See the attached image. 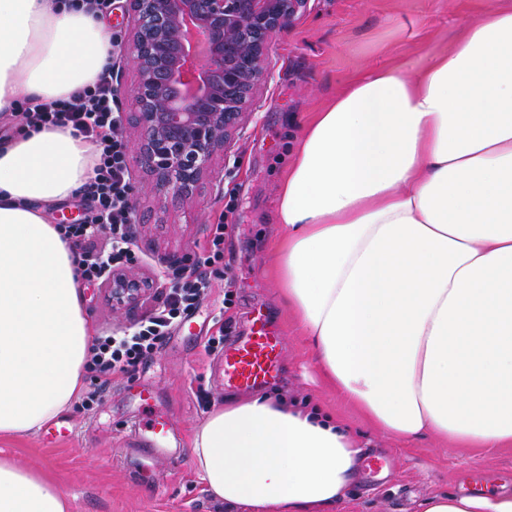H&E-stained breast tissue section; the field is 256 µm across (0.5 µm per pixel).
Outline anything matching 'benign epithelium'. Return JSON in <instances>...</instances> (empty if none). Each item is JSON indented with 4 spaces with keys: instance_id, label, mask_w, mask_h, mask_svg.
<instances>
[{
    "instance_id": "7a95c632",
    "label": "benign epithelium",
    "mask_w": 512,
    "mask_h": 512,
    "mask_svg": "<svg viewBox=\"0 0 512 512\" xmlns=\"http://www.w3.org/2000/svg\"><path fill=\"white\" fill-rule=\"evenodd\" d=\"M309 0H130L136 150L157 188L191 200L267 81L271 34ZM147 281L114 269L102 282L115 308L136 306Z\"/></svg>"
}]
</instances>
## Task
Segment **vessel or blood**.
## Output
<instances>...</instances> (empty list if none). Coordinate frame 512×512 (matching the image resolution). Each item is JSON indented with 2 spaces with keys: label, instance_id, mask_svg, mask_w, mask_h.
Instances as JSON below:
<instances>
[{
  "label": "vessel or blood",
  "instance_id": "1",
  "mask_svg": "<svg viewBox=\"0 0 512 512\" xmlns=\"http://www.w3.org/2000/svg\"><path fill=\"white\" fill-rule=\"evenodd\" d=\"M216 364L225 384L239 389L268 384L280 370L281 338L264 323H253L247 335L233 340L218 354ZM130 435L150 459L177 449V434L168 418L160 414L147 425L132 424Z\"/></svg>",
  "mask_w": 512,
  "mask_h": 512
}]
</instances>
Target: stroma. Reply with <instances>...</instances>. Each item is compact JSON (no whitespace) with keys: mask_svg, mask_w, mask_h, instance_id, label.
Masks as SVG:
<instances>
[{"mask_svg":"<svg viewBox=\"0 0 512 512\" xmlns=\"http://www.w3.org/2000/svg\"><path fill=\"white\" fill-rule=\"evenodd\" d=\"M503 0H310L293 23L272 34L268 79L237 131L218 179L206 182L194 202L162 198L143 173L135 150L127 152L131 204L139 226L138 259L131 273L158 279L176 260L206 243L212 224L225 222L224 279L214 281L200 308L133 374L113 383L91 408L81 398L54 420L63 434L44 431L0 437V454L45 471L60 484L70 512H229L212 499L192 463L191 436L227 392L206 348L209 336L232 337L264 314L282 337L281 376L263 385L275 397H294L329 411L354 432L364 455L383 458L380 471L358 463L336 512H419L436 493L512 494V447L484 454L451 448L427 435L407 444L372 428L362 412L321 376L311 348L281 294L278 253L285 233L277 222L281 183L304 127L369 67L420 66L447 52L457 33ZM83 306L93 336L118 334L145 318L149 301L113 309L101 285H83ZM224 326L216 328L215 312ZM152 392L141 408V387ZM167 416L182 435L178 451L142 468L130 451L127 425Z\"/></svg>","mask_w":512,"mask_h":512,"instance_id":"stroma-1","label":"stroma"}]
</instances>
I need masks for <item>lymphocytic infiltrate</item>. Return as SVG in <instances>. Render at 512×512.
Listing matches in <instances>:
<instances>
[{"label":"lymphocytic infiltrate","instance_id":"obj_1","mask_svg":"<svg viewBox=\"0 0 512 512\" xmlns=\"http://www.w3.org/2000/svg\"><path fill=\"white\" fill-rule=\"evenodd\" d=\"M22 126L40 128L68 125L99 149L94 178L84 186L90 208L79 224H62L63 239L79 249L81 281L103 279L106 269L135 258L134 241L127 232L133 221L127 172V141L121 113L116 106L112 71L104 69L95 82L70 99L49 104H22ZM224 224L213 225L205 245L189 254L183 267L160 282L155 305L137 330L123 336L102 337L93 349L89 367L100 387L114 377L131 374L140 360L151 353L196 311L207 296L213 278L224 273ZM106 248H99V239Z\"/></svg>","mask_w":512,"mask_h":512}]
</instances>
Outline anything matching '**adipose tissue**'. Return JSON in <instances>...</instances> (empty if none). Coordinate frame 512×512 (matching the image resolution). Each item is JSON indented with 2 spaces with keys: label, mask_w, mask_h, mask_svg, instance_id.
Wrapping results in <instances>:
<instances>
[{
  "label": "adipose tissue",
  "mask_w": 512,
  "mask_h": 512,
  "mask_svg": "<svg viewBox=\"0 0 512 512\" xmlns=\"http://www.w3.org/2000/svg\"><path fill=\"white\" fill-rule=\"evenodd\" d=\"M113 53L95 14L0 0V118L68 98ZM95 151L69 127L0 145V436L37 432L81 388L91 326L45 207L92 178ZM277 220L282 294L338 393L407 443L512 446V9L315 113ZM360 453L330 417L261 394L226 401L192 447L235 512H334ZM68 509L56 479L0 457V512ZM421 512H512V494H437Z\"/></svg>",
  "instance_id": "obj_1"
}]
</instances>
